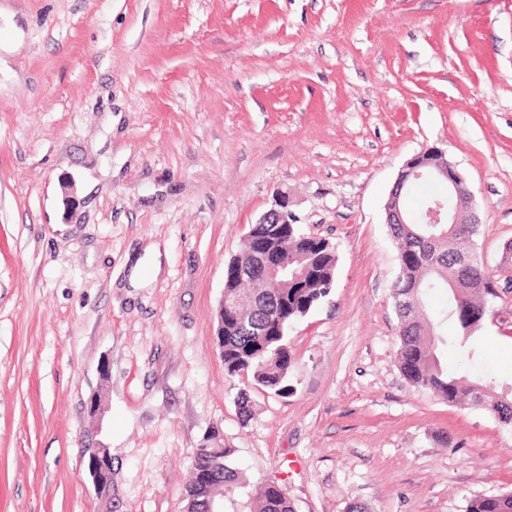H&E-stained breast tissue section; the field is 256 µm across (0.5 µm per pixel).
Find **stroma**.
Returning a JSON list of instances; mask_svg holds the SVG:
<instances>
[{
  "mask_svg": "<svg viewBox=\"0 0 512 512\" xmlns=\"http://www.w3.org/2000/svg\"><path fill=\"white\" fill-rule=\"evenodd\" d=\"M433 146L474 196L465 249L495 267L512 0H0V512H182L201 448L244 477L224 512L270 480L296 512L512 491V430L396 361L384 205ZM281 193L339 256L288 331L284 396L228 376L216 339L224 265ZM153 243L160 274L129 288ZM477 337V371L512 381V292ZM92 440L114 461L103 495ZM87 471L95 490L100 494L112 489V456L109 448L89 446L86 448Z\"/></svg>",
  "mask_w": 512,
  "mask_h": 512,
  "instance_id": "35a3bbf8",
  "label": "stroma"
}]
</instances>
